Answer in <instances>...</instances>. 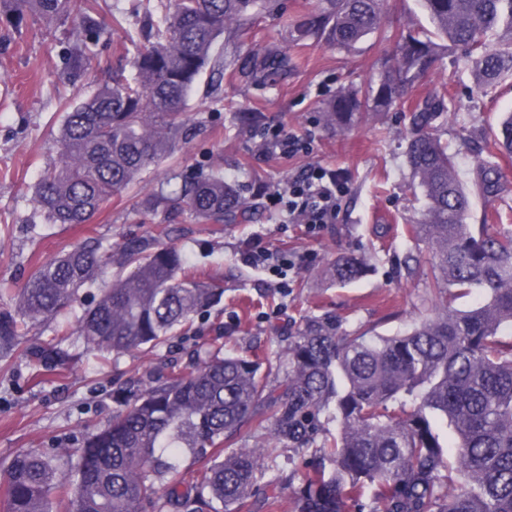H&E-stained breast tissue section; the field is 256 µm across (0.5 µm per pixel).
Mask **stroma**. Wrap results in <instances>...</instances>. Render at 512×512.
Segmentation results:
<instances>
[{"label": "stroma", "mask_w": 512, "mask_h": 512, "mask_svg": "<svg viewBox=\"0 0 512 512\" xmlns=\"http://www.w3.org/2000/svg\"><path fill=\"white\" fill-rule=\"evenodd\" d=\"M131 2L98 0L107 22L97 46L101 65L86 76L75 74L61 56L64 30L45 23L17 28L0 19V310L14 308V289L45 258L87 237L112 247L147 238L159 223L171 226L175 243L193 264L223 280V301L218 310L196 319L195 332L175 336L150 354L133 350L104 360L86 352L81 338L73 335L64 344L71 357L55 371L37 374L20 354L0 360V471L23 448L71 458L82 437L111 417L121 388L133 380H154L167 366H186L195 349L220 346L244 355L276 351L302 316L327 311L347 325L393 334L430 306L429 269L420 263L428 244L408 233L409 225L422 219L426 204L406 162L407 123L371 110L347 130L327 127L321 119L338 86H364L375 78L386 46L371 38L350 52L323 45L289 48L295 66L264 88L224 75L220 103L207 84L197 85L187 106L191 136L172 158L113 198L92 223H42L34 208V188L44 167L58 157L64 103L91 95L108 82L112 68L129 64L134 49L125 31L109 21L115 5ZM471 82L469 67L446 57L409 90L406 101L414 103L436 87L447 89L455 100L445 116L444 136L458 143L512 113V84L460 97L462 86ZM239 105L257 107L263 123L308 135L312 153L288 160L261 153L258 137L237 133L231 124V110ZM384 124L390 134L382 141L377 129ZM314 163L339 171L349 190L335 224L312 238L298 225L279 223L265 194ZM216 164L225 178L246 187L243 223L196 224L173 210L145 222L136 203L167 181L172 166L208 169ZM499 164L503 189L493 198L472 192L470 223H482L498 212L503 223L512 225V158ZM255 245L311 251L316 258L282 288L270 270L244 261L247 247ZM348 252L366 255L369 270L339 287L325 279L323 269Z\"/></svg>", "instance_id": "obj_1"}]
</instances>
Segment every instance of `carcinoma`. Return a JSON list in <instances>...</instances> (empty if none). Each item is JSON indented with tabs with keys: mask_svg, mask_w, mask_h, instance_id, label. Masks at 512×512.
<instances>
[{
	"mask_svg": "<svg viewBox=\"0 0 512 512\" xmlns=\"http://www.w3.org/2000/svg\"><path fill=\"white\" fill-rule=\"evenodd\" d=\"M17 25L55 22L82 41L99 39L105 23L97 0H6ZM432 29L384 27L385 0H322L288 20V0H141L144 23L112 14L136 47L133 72L67 104L59 159L44 168L35 205L49 224H88L115 195L188 139L190 93L203 76L223 100L215 76L228 71L266 85L291 68L277 44L246 47L262 15L283 21L290 45L324 42L350 49L370 35L388 46L377 85L342 86L321 120L342 128L359 111L401 105L405 89L441 53L471 63L477 86L512 79V0H422ZM85 73L91 58L68 54ZM448 112L435 88L410 106L406 158L427 206L410 225L430 245L433 312L404 331L372 336L347 328L336 314L305 316L284 352L226 355L197 352L163 381L131 383L107 423L87 435L65 463L40 449L17 452L3 480L5 512H240L252 496L275 495L277 480H259L276 449L295 456L294 512H512V234L471 224L470 197L457 170L458 151L439 130ZM238 131L253 112L233 111ZM476 185L501 191L495 158H512V113L474 142ZM174 189L138 203L154 216L176 204L197 224H233L245 215L240 186L218 169L172 173ZM157 225L150 238L115 248L87 238L38 265L12 311L0 310V359L37 328L71 308L81 288H94L76 326L59 323L60 340L26 349L44 372L69 358L62 341L82 336L87 348L118 356L156 351L174 332L218 306L224 287L208 283ZM366 272L343 255L329 276L340 285ZM477 291L482 300L457 307ZM259 426L263 455L235 448ZM189 452L209 458L200 474L171 459Z\"/></svg>",
	"mask_w": 512,
	"mask_h": 512,
	"instance_id": "carcinoma-1",
	"label": "carcinoma"
}]
</instances>
